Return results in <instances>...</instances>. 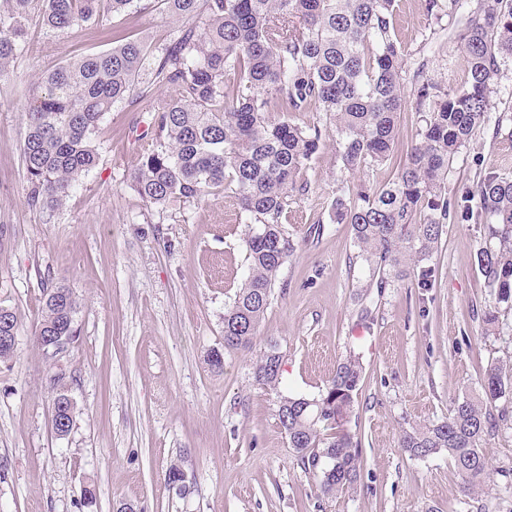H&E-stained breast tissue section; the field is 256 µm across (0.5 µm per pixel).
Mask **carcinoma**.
<instances>
[{"mask_svg":"<svg viewBox=\"0 0 512 512\" xmlns=\"http://www.w3.org/2000/svg\"><path fill=\"white\" fill-rule=\"evenodd\" d=\"M169 13L193 25L162 43L117 40L43 74L26 108L20 153L27 174L26 202L53 215L98 164L94 134L103 115L136 94L141 72L172 95L153 99L155 135L140 157L133 187L149 207L172 199L199 205L230 192L255 227L245 239L248 273L224 310V350L252 346L270 305L277 275L294 250L283 229L294 197L308 192L304 173L323 141V124L301 125L297 112H322L336 126L340 170L397 164L396 177L372 191L364 185L336 197V220L351 227L357 259L377 273L379 292L420 269L438 249L448 218L484 225L476 253L488 296L485 330H512V174L488 172L475 190L447 196L455 156L491 120L500 66L512 60V0H485L458 33L469 78L446 89L414 72L412 96L421 125L405 159L394 152L407 60L392 35L395 0H161ZM126 12L134 0H7L0 9V73L21 49L26 22L38 11L46 29L63 33L98 13ZM462 0H426L428 14L451 15ZM479 199V206L469 202ZM46 297L36 333L56 334L75 314L65 286ZM270 342L253 363L257 385L278 389L281 370ZM359 357L340 362L319 396L281 398L278 419L303 468L319 474L333 496L357 484L359 442L344 428L362 379ZM481 393L455 402L448 418L413 426L400 447L421 459L445 451L465 488L488 475L482 448L512 429V359H497L480 378Z\"/></svg>","mask_w":512,"mask_h":512,"instance_id":"carcinoma-1","label":"carcinoma"}]
</instances>
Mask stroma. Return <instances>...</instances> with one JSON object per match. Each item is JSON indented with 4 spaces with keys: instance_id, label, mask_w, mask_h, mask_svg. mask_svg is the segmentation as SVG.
Instances as JSON below:
<instances>
[{
    "instance_id": "obj_1",
    "label": "stroma",
    "mask_w": 512,
    "mask_h": 512,
    "mask_svg": "<svg viewBox=\"0 0 512 512\" xmlns=\"http://www.w3.org/2000/svg\"><path fill=\"white\" fill-rule=\"evenodd\" d=\"M460 14L428 17L424 0H397L395 33L409 70L459 86L468 63L455 33ZM184 26L160 0L102 14L58 35L31 16L26 46L0 76V306L20 322L11 360L0 362V512H512V430L484 449L489 477L465 490L446 453L409 456L404 429L444 420L478 391L492 360L512 357V338L485 335L477 312L487 295L476 265L479 224L449 221L429 287L410 274L377 292L348 225L331 204L347 187L377 188L395 166L356 173L336 161L327 130L306 177L309 191L284 229L294 250L250 348L224 349V309L247 275L251 223L233 197L146 206L132 187L151 143L150 105L164 89L149 73L140 94L105 113L94 135L99 163L62 209L46 219L26 203L20 158L24 106L44 73L111 48L113 32L164 42ZM492 101L503 131L481 129L449 171L458 196L490 171L512 174V61ZM323 227L309 238L310 225ZM70 288L77 340L49 356L34 339L46 293ZM283 355L278 390L259 388L253 363L269 342ZM223 363L214 366L212 357ZM359 356L363 378L348 430L361 443L357 488L322 496L278 420L284 395L324 390L337 362ZM75 405L70 433L52 425L53 380ZM188 492L166 480L171 463ZM94 497H86V489Z\"/></svg>"
}]
</instances>
